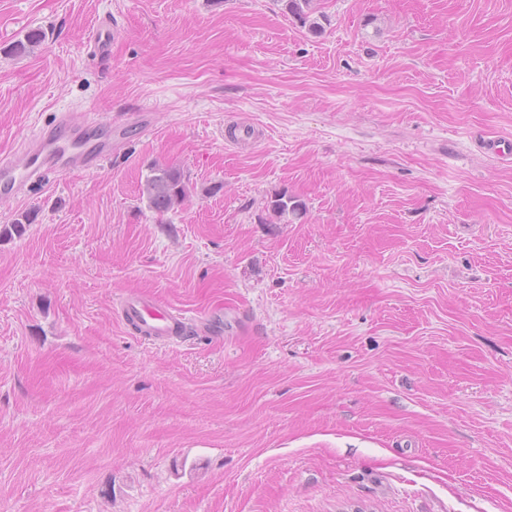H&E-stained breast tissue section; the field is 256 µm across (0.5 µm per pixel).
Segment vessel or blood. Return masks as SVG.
I'll return each instance as SVG.
<instances>
[{"instance_id": "b4317fda", "label": "vessel or blood", "mask_w": 512, "mask_h": 512, "mask_svg": "<svg viewBox=\"0 0 512 512\" xmlns=\"http://www.w3.org/2000/svg\"><path fill=\"white\" fill-rule=\"evenodd\" d=\"M101 119L80 120L71 113H58L54 122L41 127L22 145L21 156L0 155V198L20 195L32 181L53 172L91 171L111 156L107 143L94 138ZM120 318L153 339H181L193 328L179 311L155 299L127 295L119 305Z\"/></svg>"}]
</instances>
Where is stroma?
I'll use <instances>...</instances> for the list:
<instances>
[{"instance_id":"1","label":"stroma","mask_w":512,"mask_h":512,"mask_svg":"<svg viewBox=\"0 0 512 512\" xmlns=\"http://www.w3.org/2000/svg\"><path fill=\"white\" fill-rule=\"evenodd\" d=\"M316 17L0 0V153L63 110L126 126L0 198L34 218L0 239V512H512V156L480 143L512 142V0ZM152 164L191 188L162 215ZM130 293L221 324L143 338ZM274 198L270 202V207L279 219L283 218L288 222L290 215L298 218L305 211L303 203L295 199V197L288 196L285 192L277 194Z\"/></svg>"}]
</instances>
